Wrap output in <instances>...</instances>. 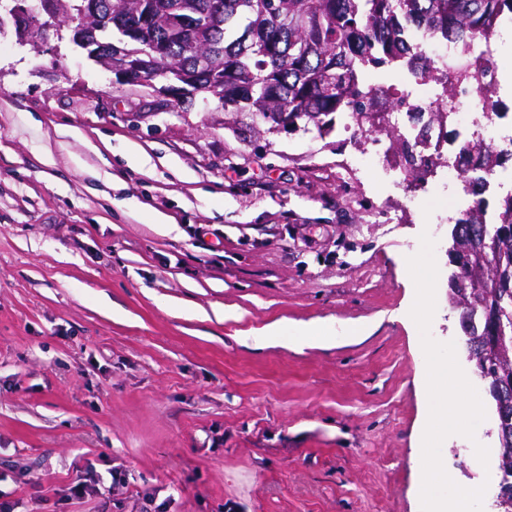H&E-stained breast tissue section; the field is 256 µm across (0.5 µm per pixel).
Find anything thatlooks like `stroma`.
<instances>
[{"mask_svg": "<svg viewBox=\"0 0 512 512\" xmlns=\"http://www.w3.org/2000/svg\"><path fill=\"white\" fill-rule=\"evenodd\" d=\"M345 118L243 138L75 47L0 32V499L14 512H421L406 259L455 212L351 161ZM145 166L129 165L125 145ZM167 223H156L157 215ZM430 327L457 340L448 251ZM223 319H216L215 310ZM368 326L328 345L293 326ZM270 325L282 336L256 345ZM445 439L459 485L486 471ZM91 469L98 494L70 486ZM126 475L113 489V472Z\"/></svg>", "mask_w": 512, "mask_h": 512, "instance_id": "stroma-1", "label": "stroma"}]
</instances>
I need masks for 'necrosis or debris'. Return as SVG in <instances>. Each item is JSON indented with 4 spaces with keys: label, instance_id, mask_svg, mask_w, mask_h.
<instances>
[{
    "label": "necrosis or debris",
    "instance_id": "4bbe7bcc",
    "mask_svg": "<svg viewBox=\"0 0 512 512\" xmlns=\"http://www.w3.org/2000/svg\"><path fill=\"white\" fill-rule=\"evenodd\" d=\"M506 31L512 32V15L500 19L491 38L467 51L432 37L425 29L414 27L409 31V58L418 65L435 67L438 78L415 82L410 80L408 71H401V87L392 96L402 100L403 105L395 110L394 126L398 133L408 135L427 123L430 112L442 109L451 113L450 129L432 128L415 144L419 168H426L436 158L445 159L449 187L464 189L472 182L489 184L499 179L498 171L487 172L479 167L476 144L512 154V114L488 116L478 86L468 78L469 72L477 69L499 78L502 61L495 40ZM446 84L455 87L454 98L442 95Z\"/></svg>",
    "mask_w": 512,
    "mask_h": 512
}]
</instances>
